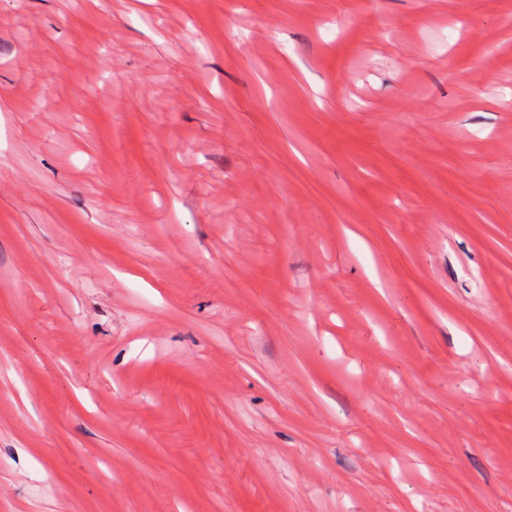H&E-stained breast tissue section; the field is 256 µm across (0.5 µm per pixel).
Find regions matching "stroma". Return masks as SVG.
Masks as SVG:
<instances>
[{
  "mask_svg": "<svg viewBox=\"0 0 512 512\" xmlns=\"http://www.w3.org/2000/svg\"><path fill=\"white\" fill-rule=\"evenodd\" d=\"M0 512H512V0H0Z\"/></svg>",
  "mask_w": 512,
  "mask_h": 512,
  "instance_id": "obj_1",
  "label": "stroma"
}]
</instances>
